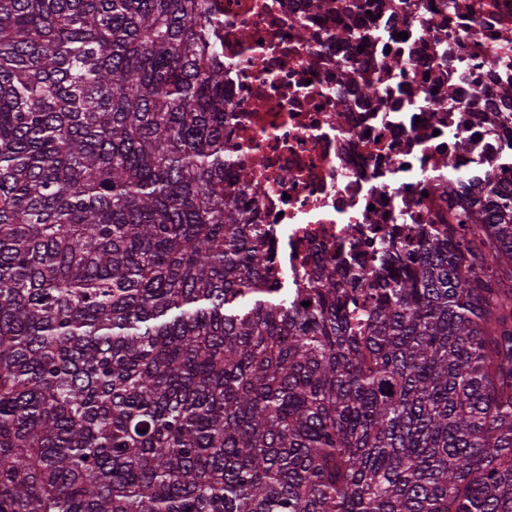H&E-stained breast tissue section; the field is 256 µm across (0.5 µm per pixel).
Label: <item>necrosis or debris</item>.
Wrapping results in <instances>:
<instances>
[{
  "label": "necrosis or debris",
  "instance_id": "necrosis-or-debris-1",
  "mask_svg": "<svg viewBox=\"0 0 512 512\" xmlns=\"http://www.w3.org/2000/svg\"><path fill=\"white\" fill-rule=\"evenodd\" d=\"M206 0L224 53L235 183L297 300L336 255L448 221L449 184L501 175L512 0ZM364 32L345 40L346 29ZM403 70L390 68L391 59Z\"/></svg>",
  "mask_w": 512,
  "mask_h": 512
}]
</instances>
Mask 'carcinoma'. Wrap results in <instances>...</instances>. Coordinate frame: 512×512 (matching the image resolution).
<instances>
[{
  "label": "carcinoma",
  "mask_w": 512,
  "mask_h": 512,
  "mask_svg": "<svg viewBox=\"0 0 512 512\" xmlns=\"http://www.w3.org/2000/svg\"><path fill=\"white\" fill-rule=\"evenodd\" d=\"M216 24L0 0V512H512V183L301 305Z\"/></svg>",
  "instance_id": "1"
}]
</instances>
